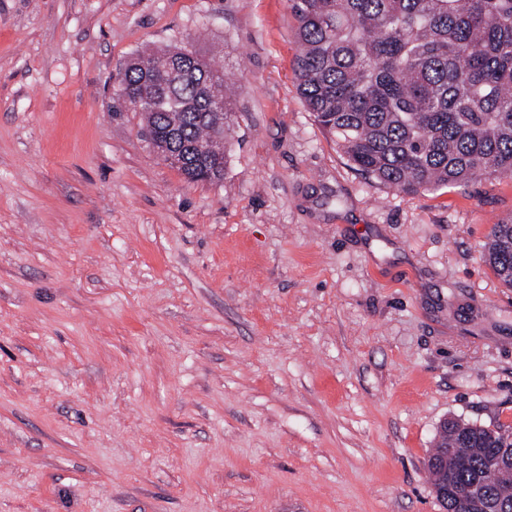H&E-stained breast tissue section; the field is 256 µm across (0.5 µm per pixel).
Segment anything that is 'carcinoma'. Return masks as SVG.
I'll return each mask as SVG.
<instances>
[{
	"instance_id": "1",
	"label": "carcinoma",
	"mask_w": 512,
	"mask_h": 512,
	"mask_svg": "<svg viewBox=\"0 0 512 512\" xmlns=\"http://www.w3.org/2000/svg\"><path fill=\"white\" fill-rule=\"evenodd\" d=\"M301 51L297 91L350 167L406 194L512 176V0H289ZM120 96L189 182L224 178L236 111L224 73L181 47L125 65ZM484 256L512 288V221L493 225ZM430 467L448 480L447 512H483L470 488L508 500L512 441L448 421ZM502 466L489 467V457Z\"/></svg>"
}]
</instances>
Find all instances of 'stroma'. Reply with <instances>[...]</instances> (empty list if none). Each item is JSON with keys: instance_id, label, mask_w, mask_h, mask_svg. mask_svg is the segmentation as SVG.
<instances>
[{"instance_id": "1", "label": "stroma", "mask_w": 512, "mask_h": 512, "mask_svg": "<svg viewBox=\"0 0 512 512\" xmlns=\"http://www.w3.org/2000/svg\"><path fill=\"white\" fill-rule=\"evenodd\" d=\"M224 71V179L119 95ZM288 0H0V512H438L444 420L512 426V178L406 195L296 89ZM484 256L500 282L512 288V221L493 225Z\"/></svg>"}]
</instances>
